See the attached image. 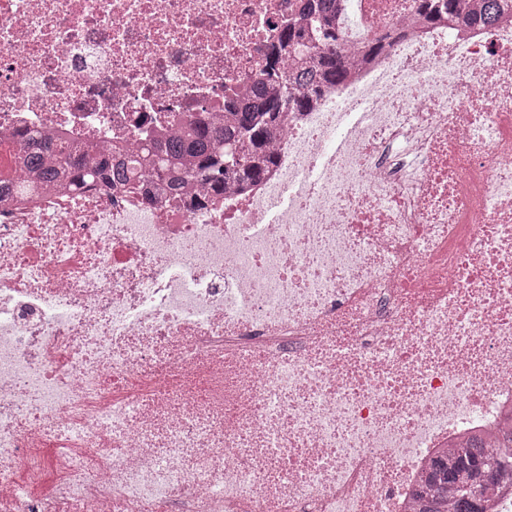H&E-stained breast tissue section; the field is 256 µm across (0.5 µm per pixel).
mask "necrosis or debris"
Instances as JSON below:
<instances>
[{"label":"necrosis or debris","instance_id":"obj_1","mask_svg":"<svg viewBox=\"0 0 512 512\" xmlns=\"http://www.w3.org/2000/svg\"><path fill=\"white\" fill-rule=\"evenodd\" d=\"M302 2L0 0V158L223 128ZM338 18L347 79L259 180L0 201V512H418L473 436L512 512V13Z\"/></svg>","mask_w":512,"mask_h":512}]
</instances>
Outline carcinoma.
<instances>
[{
  "label": "carcinoma",
  "mask_w": 512,
  "mask_h": 512,
  "mask_svg": "<svg viewBox=\"0 0 512 512\" xmlns=\"http://www.w3.org/2000/svg\"><path fill=\"white\" fill-rule=\"evenodd\" d=\"M336 2L306 0L302 15L307 26L288 25L279 41L280 53L299 55L304 61L285 69L271 67L263 71L249 98L233 103L224 130L212 132L199 125L187 139L169 141L162 149H149L138 160L118 164L110 159H87L84 150L74 143L60 141L48 147L23 134L18 160L20 177L10 171L0 174V195L27 190L25 176L29 172L44 183L66 179L76 188L112 179L129 183L140 174L159 181L172 196L180 184L196 176L209 180L217 191L231 176L243 182L260 178L271 163L265 145L281 114L308 107L322 86L337 83L346 75L339 54ZM416 2L417 9L429 18L446 17L486 27L512 8V0H483L477 12L470 11L465 0ZM497 476L496 462L471 438L453 454L434 462L423 476L421 512H448L450 501L454 512H462L463 504L469 500L474 501L475 512H484V493Z\"/></svg>",
  "instance_id": "cac0c4a2"
}]
</instances>
